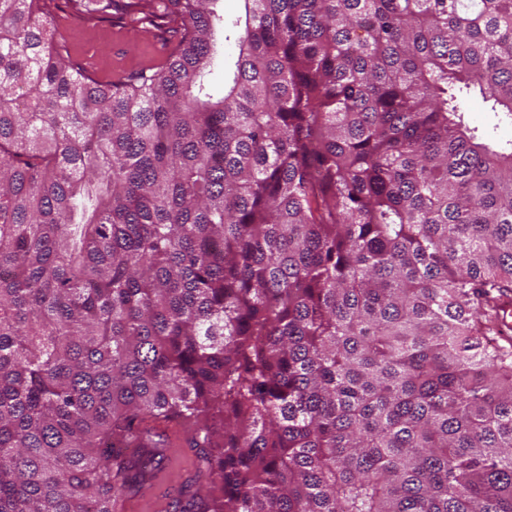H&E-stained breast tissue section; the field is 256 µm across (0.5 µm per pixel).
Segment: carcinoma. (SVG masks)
Listing matches in <instances>:
<instances>
[{
    "label": "carcinoma",
    "mask_w": 512,
    "mask_h": 512,
    "mask_svg": "<svg viewBox=\"0 0 512 512\" xmlns=\"http://www.w3.org/2000/svg\"><path fill=\"white\" fill-rule=\"evenodd\" d=\"M219 2L0 0V512H512V0ZM68 27L67 21L60 20L67 41H58L57 48L64 56L68 54L83 73L105 80L162 64L172 50L168 35H156L159 32L150 26L130 24L128 20L92 21L73 31L66 30ZM469 118L473 125L490 131L493 137L498 139H510L512 137V126L501 125L493 132V120L488 112H484L479 101L473 100L469 103ZM168 434L172 442L167 451L169 461L165 471L158 476L161 482L158 490L154 491L156 496L127 501L125 512H166L169 503L180 496L185 482L194 477L195 457L185 444L183 429L174 423L169 424Z\"/></svg>",
    "instance_id": "cac0c4a2"
}]
</instances>
